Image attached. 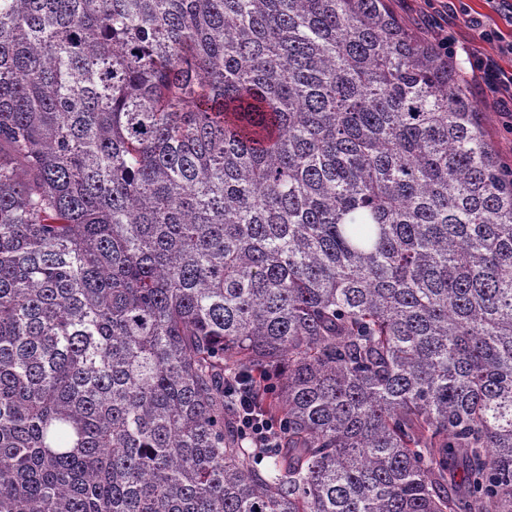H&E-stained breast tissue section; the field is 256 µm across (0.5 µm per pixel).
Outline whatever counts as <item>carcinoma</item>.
<instances>
[{"label":"carcinoma","instance_id":"obj_1","mask_svg":"<svg viewBox=\"0 0 512 512\" xmlns=\"http://www.w3.org/2000/svg\"><path fill=\"white\" fill-rule=\"evenodd\" d=\"M0 512H512V170L435 39L0 0ZM240 404L243 407L246 415L241 421L242 432L250 437V440L255 445L252 448H281L282 440V427L280 430L273 429L266 420H262L259 416L252 414V411L246 410L248 408V399L241 394Z\"/></svg>","mask_w":512,"mask_h":512}]
</instances>
